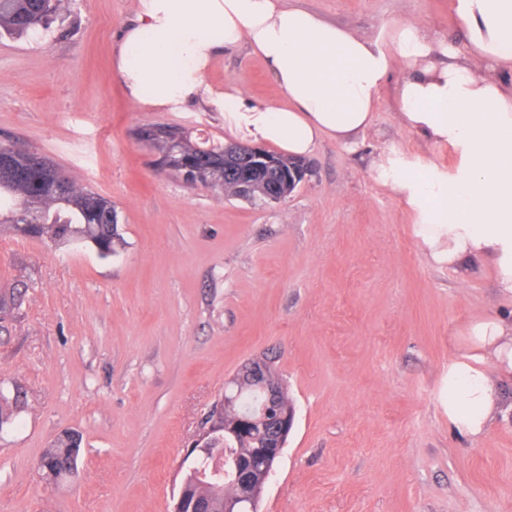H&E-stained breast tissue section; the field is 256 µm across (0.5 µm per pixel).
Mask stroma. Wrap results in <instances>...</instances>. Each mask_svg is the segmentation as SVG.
I'll list each match as a JSON object with an SVG mask.
<instances>
[{"label": "stroma", "instance_id": "1", "mask_svg": "<svg viewBox=\"0 0 512 512\" xmlns=\"http://www.w3.org/2000/svg\"><path fill=\"white\" fill-rule=\"evenodd\" d=\"M374 40L410 19L466 46L456 0H292ZM138 0H62L37 38H0V142L54 161L109 198L124 247L0 236V289L25 288L0 333V389L27 408L0 433V512H170L188 443L225 383L271 359L295 421L258 512H512V378L493 376L498 412L476 439L448 425V362L468 324L511 314L480 265L433 261L415 212L369 170L390 147L454 173L458 158L405 131L395 71L358 151L323 139L313 174L277 202H249L156 168L135 129L169 125L192 140L241 137L201 96L135 103L113 58ZM207 81L252 105L282 103L266 64L222 50ZM79 431L75 480L36 464Z\"/></svg>", "mask_w": 512, "mask_h": 512}]
</instances>
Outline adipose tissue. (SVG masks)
<instances>
[{
  "label": "adipose tissue",
  "instance_id": "1",
  "mask_svg": "<svg viewBox=\"0 0 512 512\" xmlns=\"http://www.w3.org/2000/svg\"><path fill=\"white\" fill-rule=\"evenodd\" d=\"M466 53L412 20L395 23L389 46L286 0H140L115 73L141 105L211 96L207 69L220 48L248 45L284 103L248 106L225 90L224 119L254 141L303 157L325 137L356 150L373 124L389 76L401 126L460 158L454 177L398 153L370 161L378 182L416 210L415 235L435 262L486 264L512 295V0H457ZM470 352L448 364V423L482 435L496 410L492 375L512 377V319L470 324Z\"/></svg>",
  "mask_w": 512,
  "mask_h": 512
}]
</instances>
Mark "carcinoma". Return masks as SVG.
Segmentation results:
<instances>
[{
	"label": "carcinoma",
	"instance_id": "obj_1",
	"mask_svg": "<svg viewBox=\"0 0 512 512\" xmlns=\"http://www.w3.org/2000/svg\"><path fill=\"white\" fill-rule=\"evenodd\" d=\"M62 0H0V37H24L38 27L48 28L60 11ZM169 134L181 137V148L190 160H208L224 155V145L214 143L201 147L191 141L187 132L167 126ZM15 156L22 172L0 171V234L10 232L29 238H47L61 247L76 244L93 245L100 256L107 257L117 252L123 244L117 232V214L112 201L90 189H78L68 183V191L58 194L52 185L62 177L49 158L38 165L27 163L29 151L11 142L0 143V153ZM211 186L232 196L238 195L237 181L224 169H216ZM26 207L33 224H23L18 218L20 207ZM23 291L12 288L0 292V330L3 322L14 318L23 303ZM27 404L24 388L16 384L13 392L0 390V433L10 428ZM224 441L215 439L197 452L198 467L210 474L211 460L215 453L223 450ZM80 444L70 438H59L45 449L41 456V478L50 481H65L77 468ZM209 480L201 479L198 472L185 469L179 488L184 490L188 502L206 498Z\"/></svg>",
	"mask_w": 512,
	"mask_h": 512
}]
</instances>
